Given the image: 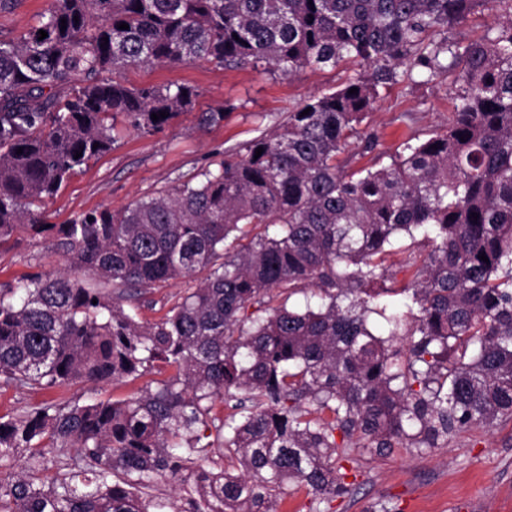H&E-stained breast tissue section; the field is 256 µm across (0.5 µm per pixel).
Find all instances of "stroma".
Wrapping results in <instances>:
<instances>
[{"label": "stroma", "instance_id": "1", "mask_svg": "<svg viewBox=\"0 0 512 512\" xmlns=\"http://www.w3.org/2000/svg\"><path fill=\"white\" fill-rule=\"evenodd\" d=\"M52 4L20 0L13 12L0 14V39L29 29ZM359 71V66L343 63L308 67L288 77L249 64L224 68L200 61L121 72V79L133 85L184 83L197 87L200 96L192 111L160 131H125L110 151L92 159L44 205L45 219L65 224L84 213L117 211L216 168L225 152H244L252 140L286 121L308 96L335 91ZM453 95L448 79L420 84L401 78L380 88L362 128L378 137L380 151L393 153L411 135L446 124ZM214 110L223 111V122H202V114ZM66 265L54 235L24 230L0 246V286H16L37 274L53 275ZM198 282L193 276L156 286L138 301L141 317L163 318ZM170 374L166 368L135 380L77 382L40 391L0 388V416L42 401L123 400ZM347 473L355 478L354 494L322 503L320 512H366L384 500L397 503L401 512H512V421L462 433L443 448L385 457L359 454Z\"/></svg>", "mask_w": 512, "mask_h": 512}]
</instances>
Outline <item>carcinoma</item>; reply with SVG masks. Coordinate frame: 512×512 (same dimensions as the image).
Here are the masks:
<instances>
[{
  "instance_id": "obj_1",
  "label": "carcinoma",
  "mask_w": 512,
  "mask_h": 512,
  "mask_svg": "<svg viewBox=\"0 0 512 512\" xmlns=\"http://www.w3.org/2000/svg\"><path fill=\"white\" fill-rule=\"evenodd\" d=\"M499 6L478 39L448 36ZM195 61L368 71L200 181L44 223L39 204L120 128L160 130L200 96L115 74ZM405 65L427 83L454 76L453 113L386 156L360 125ZM353 149L372 165L350 169ZM27 229L56 232L69 266L0 290V388L175 374L123 401L0 416V512H167L147 498L165 471L191 485L187 512H278L290 485L313 503L350 493L352 450L439 448L511 421L512 0H54L0 40V244ZM400 238L412 273L399 285ZM202 270L154 323L80 278L132 298ZM307 288L313 305H272ZM249 303L267 315L241 317ZM218 399L234 413L217 425ZM213 449L237 464L189 470Z\"/></svg>"
}]
</instances>
